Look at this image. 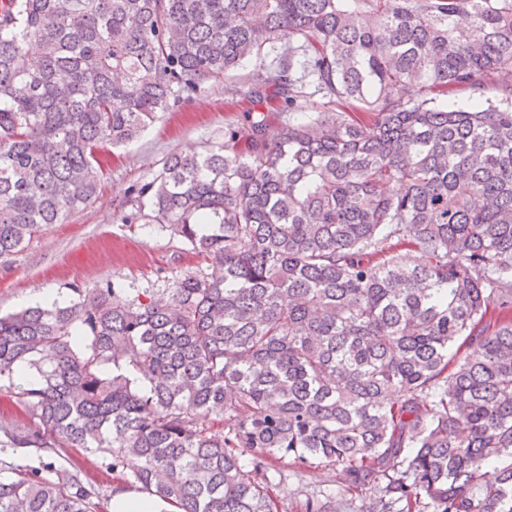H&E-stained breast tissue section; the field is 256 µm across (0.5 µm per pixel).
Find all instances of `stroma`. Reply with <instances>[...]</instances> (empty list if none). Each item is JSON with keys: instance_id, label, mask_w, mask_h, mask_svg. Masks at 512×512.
I'll return each mask as SVG.
<instances>
[{"instance_id": "35a3bbf8", "label": "stroma", "mask_w": 512, "mask_h": 512, "mask_svg": "<svg viewBox=\"0 0 512 512\" xmlns=\"http://www.w3.org/2000/svg\"><path fill=\"white\" fill-rule=\"evenodd\" d=\"M248 76L243 70L223 82L203 83L197 95L164 113L138 139L101 153L97 200L0 262V313L26 307L28 297L41 288L69 301L116 279L132 288H165L185 273L211 270L212 260L197 256L182 239L151 224L121 223L118 214L129 206L131 186L157 173L169 155L204 152L223 141L225 128L243 126L247 105L237 90ZM58 454L106 495L125 483L97 455L79 448H62ZM269 476L278 512H305L311 497L327 500L329 512H366L383 482L374 474L358 483L342 468H306L289 458L274 461Z\"/></svg>"}]
</instances>
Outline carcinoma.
I'll list each match as a JSON object with an SVG mask.
<instances>
[{
  "label": "carcinoma",
  "instance_id": "carcinoma-1",
  "mask_svg": "<svg viewBox=\"0 0 512 512\" xmlns=\"http://www.w3.org/2000/svg\"><path fill=\"white\" fill-rule=\"evenodd\" d=\"M248 63L240 95L288 123L168 156L120 215L222 271L0 316L31 419L0 427V512L100 508L19 448L100 454L179 512H276L285 458L377 472L402 512H512V85L484 97L512 0H0V260L95 200L102 149ZM308 85L342 111H299Z\"/></svg>",
  "mask_w": 512,
  "mask_h": 512
}]
</instances>
